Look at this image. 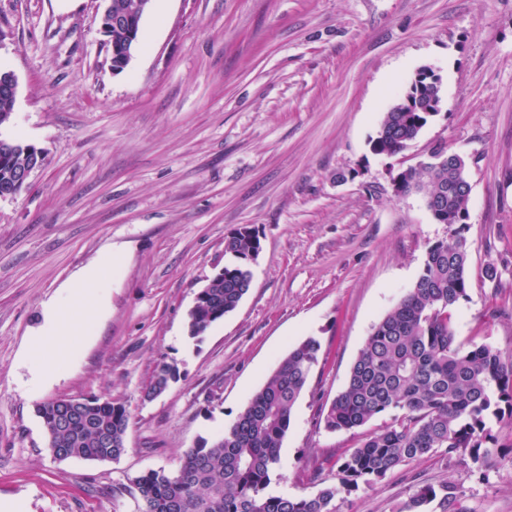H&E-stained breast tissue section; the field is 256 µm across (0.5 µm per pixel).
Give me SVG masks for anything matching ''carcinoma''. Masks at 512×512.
I'll list each match as a JSON object with an SVG mask.
<instances>
[{"label":"carcinoma","mask_w":512,"mask_h":512,"mask_svg":"<svg viewBox=\"0 0 512 512\" xmlns=\"http://www.w3.org/2000/svg\"><path fill=\"white\" fill-rule=\"evenodd\" d=\"M410 102L393 103L371 139V150L392 157L417 140L436 115V81L419 71L407 90ZM39 162L36 147L0 137V195L16 196L18 170ZM463 180L448 163L414 165L401 171L403 194L429 196ZM468 216L467 196L446 197L433 218L459 222ZM262 249L258 235L239 230L224 243L236 262L224 266L196 296L188 313L193 338L235 310L251 286L247 264ZM469 244L461 235L427 246L417 279L373 326L353 362L343 390L323 415L330 432L354 431L379 416L389 420L365 435L338 466V483L312 496L272 494L268 488L280 461L294 406L318 359L320 343L308 337L288 350L236 421L212 441L185 451L176 471L151 470L132 483L142 512H337L336 502L411 462L467 454L478 461L498 446L489 420L512 429V355L487 344L459 343L454 310L467 299ZM174 365H158L145 392L160 395L177 378ZM48 449L70 458L117 460L126 451L129 413L110 400L76 405L55 399L37 409ZM449 512L457 506L449 486L421 487L399 512H424L436 498Z\"/></svg>","instance_id":"1"}]
</instances>
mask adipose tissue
Returning <instances> with one entry per match:
<instances>
[{"label": "adipose tissue", "instance_id": "1", "mask_svg": "<svg viewBox=\"0 0 512 512\" xmlns=\"http://www.w3.org/2000/svg\"><path fill=\"white\" fill-rule=\"evenodd\" d=\"M121 261L118 252L106 251L84 267L68 285L67 301H48L43 306V322L34 332L29 351L34 358L65 360L70 356L68 336L97 324L106 309L100 288L104 268Z\"/></svg>", "mask_w": 512, "mask_h": 512}]
</instances>
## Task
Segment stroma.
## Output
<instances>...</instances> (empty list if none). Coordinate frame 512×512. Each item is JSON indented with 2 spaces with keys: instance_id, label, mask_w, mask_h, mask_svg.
I'll use <instances>...</instances> for the list:
<instances>
[{
  "instance_id": "obj_1",
  "label": "stroma",
  "mask_w": 512,
  "mask_h": 512,
  "mask_svg": "<svg viewBox=\"0 0 512 512\" xmlns=\"http://www.w3.org/2000/svg\"><path fill=\"white\" fill-rule=\"evenodd\" d=\"M103 0H0V68L18 92L0 135L40 149L0 200V500L21 512H140L132 483L177 469L229 428L289 348L320 345L280 449L275 494L337 482L361 432L323 413L375 325L417 279L428 244L470 245L458 342L512 353V0H152L127 67L111 68ZM440 110L409 154L468 162L469 217L437 223L423 192L395 196L398 158L370 140L417 70ZM263 249L237 309L201 337L187 316L232 261L242 228ZM108 309L68 337L72 357L33 376L50 300L102 251ZM176 381L146 398L159 363ZM97 397L130 414L115 461L52 457L38 404ZM452 485L466 512H512V448L476 463L437 455L360 485L340 512H397Z\"/></svg>"
}]
</instances>
